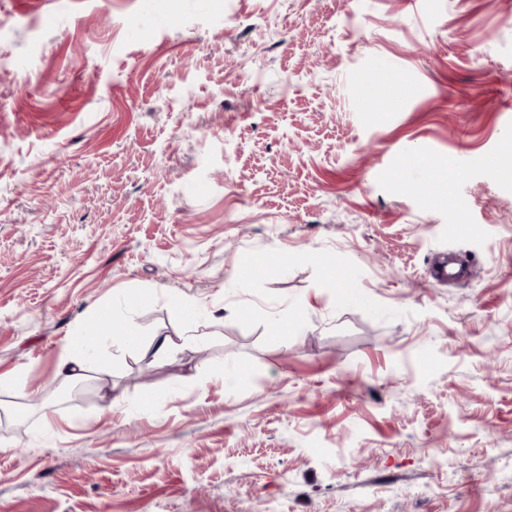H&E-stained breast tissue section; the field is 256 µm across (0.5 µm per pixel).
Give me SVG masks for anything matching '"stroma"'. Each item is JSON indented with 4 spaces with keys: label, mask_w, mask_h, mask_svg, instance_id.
Returning a JSON list of instances; mask_svg holds the SVG:
<instances>
[{
    "label": "stroma",
    "mask_w": 512,
    "mask_h": 512,
    "mask_svg": "<svg viewBox=\"0 0 512 512\" xmlns=\"http://www.w3.org/2000/svg\"><path fill=\"white\" fill-rule=\"evenodd\" d=\"M507 141L512 0H0V512H512ZM434 276L442 282L458 281L470 276L469 266L463 264L452 252L441 253L432 261ZM90 340L86 337H77L71 341L68 353L62 357L60 369L71 380L79 381L85 376V368L81 357L89 347Z\"/></svg>",
    "instance_id": "obj_1"
}]
</instances>
